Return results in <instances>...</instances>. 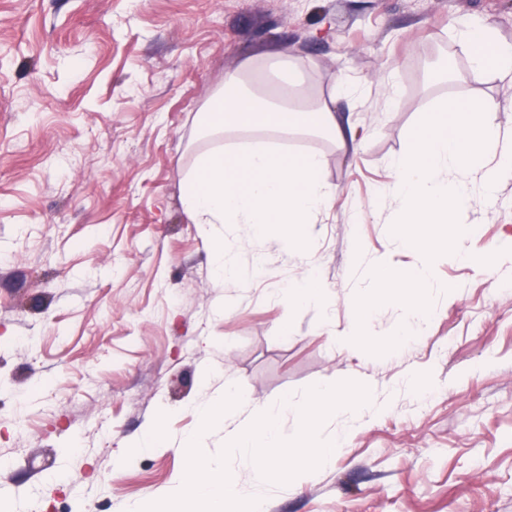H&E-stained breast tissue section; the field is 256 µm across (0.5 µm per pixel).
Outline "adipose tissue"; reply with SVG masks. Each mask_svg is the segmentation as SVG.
<instances>
[{
    "label": "adipose tissue",
    "mask_w": 512,
    "mask_h": 512,
    "mask_svg": "<svg viewBox=\"0 0 512 512\" xmlns=\"http://www.w3.org/2000/svg\"><path fill=\"white\" fill-rule=\"evenodd\" d=\"M461 35L479 69L512 76V43L499 41L481 20L462 23ZM296 71L287 84H258L251 66L226 73L224 84L198 114L200 133L211 143L195 159L183 182L182 202L193 223L240 225L252 235L268 226L279 229L284 252H307L305 225L322 223L335 201V191L322 178L317 153L293 155L281 150L287 138L314 134L343 152H356L354 126L344 123L334 100L306 99ZM257 131L264 142L224 149L226 135ZM286 314L326 301L325 286L315 266H307L298 285L283 295Z\"/></svg>",
    "instance_id": "obj_1"
}]
</instances>
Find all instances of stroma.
<instances>
[{
  "mask_svg": "<svg viewBox=\"0 0 512 512\" xmlns=\"http://www.w3.org/2000/svg\"><path fill=\"white\" fill-rule=\"evenodd\" d=\"M490 22L512 42V0H0V504L8 512H127L162 494L185 465L164 446L132 449L166 413L168 437L191 433L192 405L233 379L263 404L313 385L354 380L387 390L429 371L431 395L403 390L390 411L348 430L333 469L305 482L258 485L267 512H512V259L486 269L485 245L512 234V181L497 205L474 196L473 260L440 259L432 324L400 354L373 359L340 347L354 286L376 257L418 262L388 225L399 203L377 197L420 121L448 99L489 105L512 133V80L471 66L461 22ZM297 65L314 98L365 137L343 154L325 138L289 139L316 152L336 191L324 223L307 227L310 255L285 254L276 228L229 229L238 265L265 270L216 284L221 227L192 223L182 183L209 143L194 118L224 75L246 61ZM369 88L364 104L344 81ZM396 104H389V93ZM361 257H354V247ZM313 262L328 308L283 318L278 293Z\"/></svg>",
  "mask_w": 512,
  "mask_h": 512,
  "instance_id": "obj_1",
  "label": "stroma"
}]
</instances>
